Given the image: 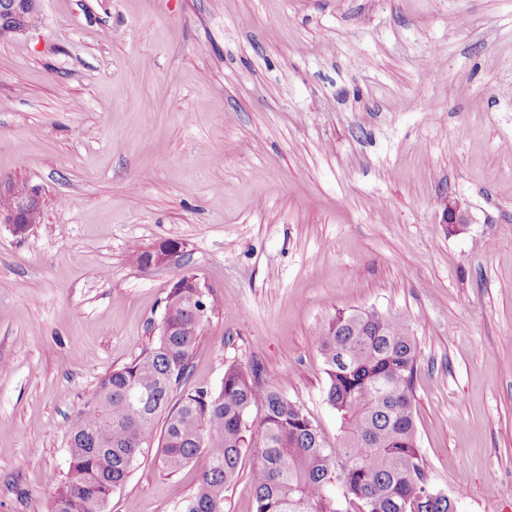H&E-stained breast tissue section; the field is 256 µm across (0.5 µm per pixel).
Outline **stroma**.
Listing matches in <instances>:
<instances>
[{
	"mask_svg": "<svg viewBox=\"0 0 512 512\" xmlns=\"http://www.w3.org/2000/svg\"><path fill=\"white\" fill-rule=\"evenodd\" d=\"M1 180L43 206L0 224V512H50L64 423L185 272L221 305L190 384L260 365L331 441L316 329L403 316L431 485L512 512V0H41L0 41ZM160 454L108 512H181L207 459ZM12 203V198L0 196V210L11 207ZM39 212L40 192L36 187L27 184L25 192L15 199L12 208L0 211V223L7 224L13 234L22 236L29 231L32 224L39 223ZM21 226H24L22 231L19 230Z\"/></svg>",
	"mask_w": 512,
	"mask_h": 512,
	"instance_id": "obj_1",
	"label": "stroma"
}]
</instances>
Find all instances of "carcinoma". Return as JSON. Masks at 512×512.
Returning a JSON list of instances; mask_svg holds the SVG:
<instances>
[{
    "label": "carcinoma",
    "instance_id": "1",
    "mask_svg": "<svg viewBox=\"0 0 512 512\" xmlns=\"http://www.w3.org/2000/svg\"><path fill=\"white\" fill-rule=\"evenodd\" d=\"M216 301L173 288L156 340L103 377L67 422L69 466L51 512H106L151 447L160 417L162 468L209 459L183 512H224V492L255 453L256 512H452L427 481L417 447L412 381L419 352L400 317L339 312L316 330L339 433L331 442L309 413L232 363L216 390L188 386L202 323ZM259 429H248L252 409Z\"/></svg>",
    "mask_w": 512,
    "mask_h": 512
}]
</instances>
